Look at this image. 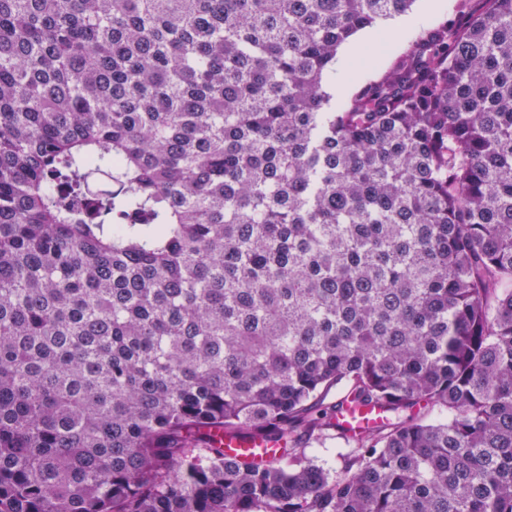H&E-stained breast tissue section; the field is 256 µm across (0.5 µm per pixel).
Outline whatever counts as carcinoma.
<instances>
[{
  "mask_svg": "<svg viewBox=\"0 0 512 512\" xmlns=\"http://www.w3.org/2000/svg\"><path fill=\"white\" fill-rule=\"evenodd\" d=\"M413 2L0 0V512H512V0L336 107Z\"/></svg>",
  "mask_w": 512,
  "mask_h": 512,
  "instance_id": "cac0c4a2",
  "label": "carcinoma"
}]
</instances>
